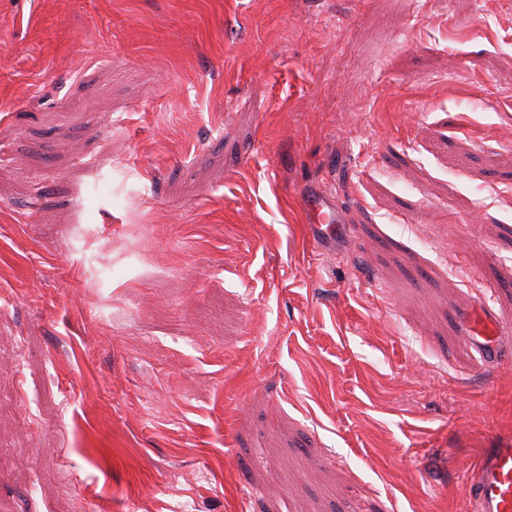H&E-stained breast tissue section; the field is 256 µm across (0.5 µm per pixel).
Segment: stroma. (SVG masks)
I'll use <instances>...</instances> for the list:
<instances>
[{"label": "stroma", "instance_id": "35a3bbf8", "mask_svg": "<svg viewBox=\"0 0 512 512\" xmlns=\"http://www.w3.org/2000/svg\"><path fill=\"white\" fill-rule=\"evenodd\" d=\"M511 444L512 0H0V512H470ZM304 198L312 241L319 251L327 252L336 238L348 236L347 225L341 223L342 215L335 204L318 189H306ZM468 336L473 335L485 341V354L499 361L498 341L501 335V322L496 313L488 305L483 304V309L478 315L466 321Z\"/></svg>", "mask_w": 512, "mask_h": 512}]
</instances>
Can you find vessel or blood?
Instances as JSON below:
<instances>
[{"label": "vessel or blood", "instance_id": "1", "mask_svg": "<svg viewBox=\"0 0 512 512\" xmlns=\"http://www.w3.org/2000/svg\"><path fill=\"white\" fill-rule=\"evenodd\" d=\"M304 207L310 223L312 241L322 252L336 238L347 236L342 215L335 204L315 188L304 192ZM470 335L485 342V353L498 357L501 322L491 307H483L468 319ZM466 483L474 512H512V445L488 449L467 476Z\"/></svg>", "mask_w": 512, "mask_h": 512}]
</instances>
